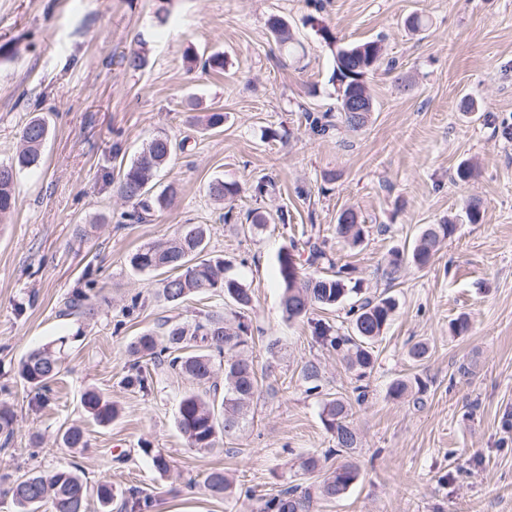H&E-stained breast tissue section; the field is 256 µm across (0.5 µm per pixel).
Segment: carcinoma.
Here are the masks:
<instances>
[{
  "instance_id": "1",
  "label": "carcinoma",
  "mask_w": 512,
  "mask_h": 512,
  "mask_svg": "<svg viewBox=\"0 0 512 512\" xmlns=\"http://www.w3.org/2000/svg\"><path fill=\"white\" fill-rule=\"evenodd\" d=\"M271 32L283 45L292 41L287 24L280 18L268 20ZM382 59V46L378 40H368L341 47L335 56L331 80L344 79L340 85L339 112L346 127L358 130L369 112L373 111L371 96L366 94L365 78L375 71ZM366 95L362 100L365 112L346 111V98L357 93ZM47 136V126L40 117L30 119L22 129V148L8 162H0V223L9 215L14 204V185L17 172L40 164L42 148ZM177 144L166 136H158L140 152L121 174L119 194L133 204V210L123 212L120 218L135 222L147 220L154 208H165L170 203L174 189L149 200L150 183L158 169L167 163L176 151ZM240 192L237 185L216 180L209 185V194L219 201L230 200ZM454 232L451 223L432 224L424 229L411 253L396 251L389 260L385 275L394 278L404 263L418 268L430 265L440 243ZM336 239L355 244L364 235V225L352 209L343 210L334 227ZM207 230L193 225L178 236L160 244L148 243L137 249L131 265L140 272L157 273L159 290L164 300L177 305L194 293H222L238 308L245 310L252 303L249 289L235 278L224 276V261L205 257ZM308 248L305 262L296 244L278 254V272L282 288L281 307L286 319L292 321L307 315L315 306L334 307L348 296L359 294L360 289L346 276L316 275L306 272V267L332 263L324 243L310 238L303 241ZM395 308L390 297L360 298L349 309L350 332L341 334L331 327L317 323L313 335L332 349L343 354L349 369L364 376L373 366L374 358L368 345L382 335ZM61 316L95 315V309L84 292L66 298L59 310ZM162 337L146 331L130 344V353L166 363L197 385L185 392L179 401L177 426L188 445L197 449L215 447L221 436H231L241 430L250 404L259 392V380L253 361L240 354L248 345L249 326L238 322L232 326L224 316L208 314L192 324L166 319L161 323ZM69 337L62 336L31 351L19 363V375L37 390H46L63 369ZM224 374V384L216 380ZM394 400L421 398L403 379L394 380L388 389ZM85 411L98 423L107 425L117 415L116 407L101 394L88 391L82 396ZM351 405L339 396L322 401L320 416L325 428L333 435L336 447L350 453L358 448V436L349 421ZM15 414L0 408V443L7 444L15 435ZM62 442L67 448H84V431L72 425L65 429ZM361 475L358 464L346 459L332 471L324 472L314 488L300 489L297 485L285 486L279 492L260 501L257 512H311L313 496L333 500L343 496ZM204 487L213 498L223 499L231 493L232 485L222 468H211L204 474ZM6 493L10 494L18 512H42L49 506L51 512H87L88 499L96 498L100 512H112V503L118 493L109 482L90 486L74 470L59 469L50 473H24L13 479ZM152 499L137 488L129 490L124 506L130 512H148Z\"/></svg>"
}]
</instances>
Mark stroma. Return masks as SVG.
Wrapping results in <instances>:
<instances>
[{
	"instance_id": "1",
	"label": "stroma",
	"mask_w": 512,
	"mask_h": 512,
	"mask_svg": "<svg viewBox=\"0 0 512 512\" xmlns=\"http://www.w3.org/2000/svg\"><path fill=\"white\" fill-rule=\"evenodd\" d=\"M414 13L427 28L407 26ZM274 15L295 53L269 30ZM376 39L383 65L366 80L374 107L351 131L337 110L334 56ZM0 45V161L16 155L28 118L49 122L43 159L19 172L13 212L0 223V404L16 416L0 475L75 465L88 482L150 494V512H253L245 490L269 496L287 481L314 483L301 458L340 463L320 419L321 397L332 394L351 403L361 477L314 512H512V141L500 135L512 124V0H0ZM133 52L146 58L137 71L123 62ZM216 52L223 72L201 69ZM214 112L224 122L210 130ZM307 112L329 114L330 131H313ZM160 134L185 144L152 181L157 193L174 188L173 201L148 222L118 223L131 208L119 170ZM463 162L478 169L466 182L456 177ZM217 179L240 187L234 202L211 198ZM261 180L267 192L257 197ZM472 202L481 223L465 218ZM347 208L366 227L353 247L333 235ZM253 210L268 222L248 228ZM449 220L455 231L432 265L386 278L392 252L411 251L427 225ZM198 224L210 257L251 291L247 311L220 293L166 303L156 276L132 268L141 245ZM307 228L363 296L396 300L365 377L312 334L317 320L347 332L346 306L294 321L282 314L277 256ZM77 291L89 292L94 318L59 316ZM135 294L139 307L125 314ZM212 313L249 324L262 388L244 429L199 450L176 426L191 381L134 360L128 347L166 318ZM462 316L469 329L454 334ZM62 336L72 339L64 369L38 398L19 362ZM419 341L429 352L416 362L408 350ZM310 362L322 372L316 393L302 375ZM136 364L148 392L125 384ZM398 378L420 383L421 404L389 397ZM88 390L117 408L109 425L84 411ZM71 425L84 429L86 448L63 446ZM156 452L167 473L153 467ZM212 467L229 473L230 497L207 494Z\"/></svg>"
}]
</instances>
